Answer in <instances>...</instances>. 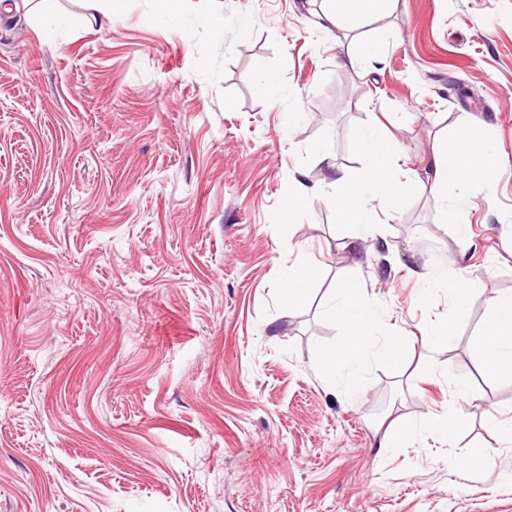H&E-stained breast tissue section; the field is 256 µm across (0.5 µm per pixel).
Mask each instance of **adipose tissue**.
I'll use <instances>...</instances> for the list:
<instances>
[{"mask_svg": "<svg viewBox=\"0 0 512 512\" xmlns=\"http://www.w3.org/2000/svg\"><path fill=\"white\" fill-rule=\"evenodd\" d=\"M321 19L334 27L353 28L363 20L391 12L397 0H322ZM359 153L369 159V167L361 178L344 173H333L317 181V189L326 192L334 201L343 223L355 230L354 241L371 236L375 219L367 203L380 201L386 214H394L410 185L394 175L397 146L375 124L363 129L357 139ZM491 143L476 134L470 123L459 125L455 135L437 141L432 151L433 193H447L449 186L462 188L492 181ZM328 314L345 329L343 344L325 351L319 361L321 372L335 376L343 361L361 362L373 351H381L392 364L401 360L402 337H387L377 343L375 328L381 314L365 297L360 284L353 279L336 287V302ZM484 352L488 371L499 379L512 382V296L492 300L488 305V319L483 330Z\"/></svg>", "mask_w": 512, "mask_h": 512, "instance_id": "adipose-tissue-1", "label": "adipose tissue"}]
</instances>
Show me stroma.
<instances>
[{
  "instance_id": "obj_1",
  "label": "stroma",
  "mask_w": 512,
  "mask_h": 512,
  "mask_svg": "<svg viewBox=\"0 0 512 512\" xmlns=\"http://www.w3.org/2000/svg\"><path fill=\"white\" fill-rule=\"evenodd\" d=\"M0 0V512H512V383L481 324L512 294V0H397L323 29L321 0ZM75 23L56 46L49 13ZM223 19L224 34L212 23ZM366 41L372 61L348 65ZM274 77L273 89L263 74ZM491 142L490 187H426L434 139ZM415 184L359 252L330 197L282 237V194L314 148L352 177L371 123ZM462 209L469 246L441 222ZM316 260L294 307L281 289ZM473 279L467 314L427 277ZM355 278L403 337L317 367ZM455 320L448 338L429 324ZM363 379L349 396L351 372ZM466 386L467 396L457 394ZM450 412L452 441L381 447L384 419ZM71 17L66 13H55L48 17L47 23L42 28V39L48 45L57 43L59 34L71 24Z\"/></svg>"
}]
</instances>
